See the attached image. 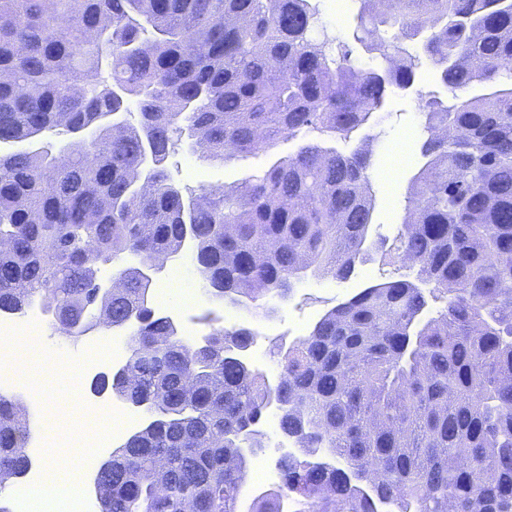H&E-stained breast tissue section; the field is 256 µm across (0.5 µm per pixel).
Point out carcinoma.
I'll return each mask as SVG.
<instances>
[{
    "instance_id": "carcinoma-1",
    "label": "carcinoma",
    "mask_w": 512,
    "mask_h": 512,
    "mask_svg": "<svg viewBox=\"0 0 512 512\" xmlns=\"http://www.w3.org/2000/svg\"><path fill=\"white\" fill-rule=\"evenodd\" d=\"M358 2L356 64L312 0H0V144L71 138L63 159L0 152V312L36 298L75 339L102 269L126 281L108 308L137 378L100 385L151 421L100 467L98 512H242L272 406L298 451L247 512H512V0ZM426 62L451 96L420 95L423 164L388 243L370 235L378 135L340 144ZM307 131L229 187L164 168L178 146L223 163ZM185 249L254 320L375 253L415 275L326 311L271 381L245 357L253 323L193 345L155 316L140 268ZM28 436L1 395L0 479L29 468Z\"/></svg>"
}]
</instances>
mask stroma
Listing matches in <instances>:
<instances>
[{"instance_id": "obj_1", "label": "stroma", "mask_w": 512, "mask_h": 512, "mask_svg": "<svg viewBox=\"0 0 512 512\" xmlns=\"http://www.w3.org/2000/svg\"><path fill=\"white\" fill-rule=\"evenodd\" d=\"M319 4L324 20L350 42L354 56L363 57V48L353 40L358 26L356 0H348L343 6L338 0H319ZM433 91L443 97L448 94L445 87L437 84L430 68L425 66L420 69L412 89L398 91L389 100L381 125L383 133L373 145L371 174L376 195L373 235L394 237L401 225L408 186L420 161L417 95ZM265 163V156L260 154L212 165L180 148L169 158L167 172L172 181L181 185H224L261 171ZM407 273V268L384 264L377 257L359 266L355 276L346 282L329 277H308L295 283L288 298L273 300L274 314L256 324L260 334L256 344L261 353L260 365L278 366L274 342L287 344L296 339L298 331H310L327 310L364 283L396 280ZM162 313L172 318L179 333L192 343L199 342L213 328L224 325L228 316H235L241 322L249 318L246 311L211 299L200 303L190 298L173 299ZM38 334L52 355L55 371L79 372L83 357L80 348L61 338L51 322H43ZM13 397L29 407L32 421L29 441L41 444L40 462L55 459L77 463L82 451L71 447L69 441L78 435L77 423L92 411L90 390L74 387L71 396L62 400L44 392L35 396L24 389L14 392Z\"/></svg>"}]
</instances>
